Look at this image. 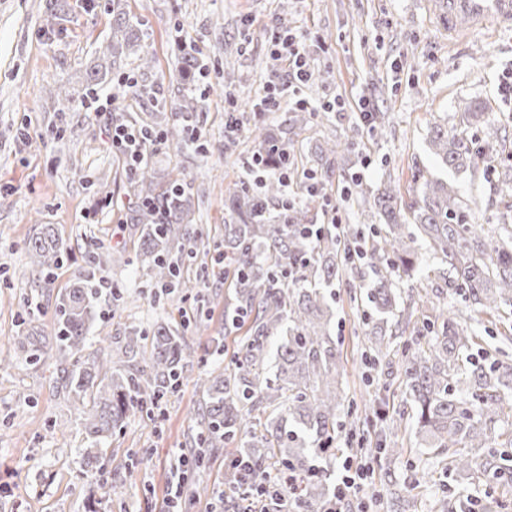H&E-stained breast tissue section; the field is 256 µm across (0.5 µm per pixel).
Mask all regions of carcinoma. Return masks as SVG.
<instances>
[{"instance_id":"carcinoma-1","label":"carcinoma","mask_w":512,"mask_h":512,"mask_svg":"<svg viewBox=\"0 0 512 512\" xmlns=\"http://www.w3.org/2000/svg\"><path fill=\"white\" fill-rule=\"evenodd\" d=\"M112 14V38L97 50L99 63L88 75L86 97L106 80L123 48L140 38L119 0L112 4ZM176 72L180 80L191 83L201 64L183 49ZM200 111L195 94L186 93L164 125L142 130L179 147ZM310 119L311 113L298 110L286 132L253 124V139L269 153V169L288 164L287 135ZM429 146L447 168L475 166L480 159L455 128H435ZM345 149L346 143L336 140L316 145L310 173L322 179ZM130 184L136 197L137 262L146 265L150 284L190 290L194 284L180 277V264L196 257L190 183L178 168L158 182L152 168L142 165L131 173ZM281 194V183L270 179L257 193L242 186L224 200V256L234 268L224 325H245L247 336L223 372L207 367L209 358L222 350L220 343L199 355L179 329L165 323L155 324L150 338L135 328L125 336L128 360L139 356L143 362L135 370L114 360L87 359L68 371L67 384L88 442L81 452L82 464L105 476L104 444L129 418L160 410L162 399L177 390L184 365L195 358L205 367L196 380L204 409L193 437L194 452L188 456L192 470L204 467L219 449L235 446L238 454L259 466H282L295 475L300 512H327L333 481L330 466L318 459L332 449L336 434L354 416L343 410L339 355L329 335L336 300L329 288L342 277L346 248L365 241L367 235L382 240L380 247L360 253L374 274L367 293L372 308L363 320L366 358L373 365L390 355L382 324L397 308L394 281L415 277L419 239L446 262L447 268L434 274L451 279L455 293L474 310L512 315V230L490 233L467 223L454 185L439 179L423 182L408 217L412 231L398 188L388 184L374 195L382 223L359 224L342 232L334 224H318L314 238L302 232L303 210L288 202L276 212L269 208ZM28 253L47 284L65 249L47 224L42 235L29 242ZM98 297V290L85 279L66 289L57 305L55 346L30 330L17 336L25 361L49 359L54 349L63 357L81 352ZM148 338L151 343L146 346ZM397 356L409 419L420 444L449 459L445 474L438 477L424 468L420 482H437L446 491L450 483L457 486L480 475L496 483L512 481V430L504 429L512 418V363L490 356L471 327L455 320L452 308L433 301L415 336L403 343Z\"/></svg>"}]
</instances>
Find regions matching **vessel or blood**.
<instances>
[{
	"label": "vessel or blood",
	"instance_id": "1",
	"mask_svg": "<svg viewBox=\"0 0 512 512\" xmlns=\"http://www.w3.org/2000/svg\"><path fill=\"white\" fill-rule=\"evenodd\" d=\"M438 23L459 37L462 24L512 27V0H431Z\"/></svg>",
	"mask_w": 512,
	"mask_h": 512
}]
</instances>
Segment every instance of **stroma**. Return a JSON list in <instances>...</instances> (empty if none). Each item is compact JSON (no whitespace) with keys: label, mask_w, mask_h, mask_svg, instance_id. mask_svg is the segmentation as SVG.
<instances>
[{"label":"stroma","mask_w":512,"mask_h":512,"mask_svg":"<svg viewBox=\"0 0 512 512\" xmlns=\"http://www.w3.org/2000/svg\"><path fill=\"white\" fill-rule=\"evenodd\" d=\"M122 2L145 37L125 58L124 73L110 75L100 88L99 98H114L112 107L100 109L82 104L81 97L95 52L111 34L112 0H66L51 32L44 21L46 0H0V512H164L175 460L198 429V366L184 369L178 391L164 399L156 420L135 418L110 439L108 469L118 492L108 496L76 454L84 436L59 362L13 361L14 339L25 318L43 339H53L61 292L91 273L106 283L99 307L107 315L93 323L83 358L93 357L103 343L118 347L130 327L178 326L205 314L207 329L186 333V342L202 347L208 337H222L220 360L229 361L245 332L224 330V197L240 182L254 188L273 173L251 172L258 146L249 125L229 128L226 114L231 106L253 103L269 83L287 81L286 65L270 57L279 14L305 38L315 69L324 74L303 92L314 117L288 145L292 182H301L310 167L315 143L335 137L350 143L318 193L297 199L307 223H366L372 194L384 183L396 185L403 204H410L416 198L413 176L420 173L454 184L470 223L487 231L512 225V196L501 189L502 171L512 170V29L490 26L449 40L426 0ZM181 42L206 66L203 82L211 93L197 119L206 150L159 145L147 162L160 181L181 166L192 187L199 253L181 274L190 280L207 275L196 298L154 297L146 288L143 268L131 260L137 235L130 223L129 170L112 145L116 115L135 127L163 121L162 106L178 94L171 75ZM145 52L155 60L147 72L138 68ZM228 70L237 76L230 87L224 84ZM127 75L137 81L129 90L121 86ZM60 84L68 87L69 98L52 95ZM336 96L344 111H321ZM363 96L386 114V127L359 123ZM472 103L482 106L484 127L498 131L494 148H487L484 128L466 124L463 112ZM437 125L461 130L471 148L483 151L477 169L456 171L435 159L428 141ZM46 224L53 225L68 256L43 286L27 246ZM95 249L114 257L96 273L89 263ZM418 261L420 273L397 285L398 309L386 326L391 348L414 334L422 297L436 293L478 329L484 348L511 358L512 342L502 337V325L474 312L431 276L440 255L423 244ZM372 279L370 267L361 264L337 282L331 328L342 388L367 418L362 429L368 442L403 451L398 458L380 454L369 462L366 491L381 498L376 512H394L400 497L409 503L407 512H432L440 491L419 484L416 475L424 467L443 471L448 460L421 447L410 430L388 434L389 420L406 409L403 377L395 367L372 370L363 364L362 318L370 308L366 293Z\"/></svg>","instance_id":"obj_1"}]
</instances>
